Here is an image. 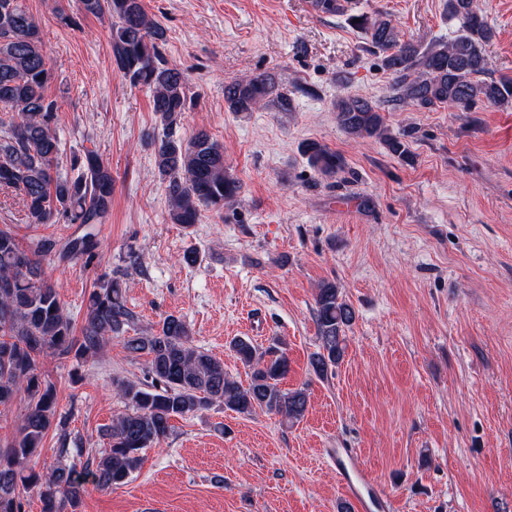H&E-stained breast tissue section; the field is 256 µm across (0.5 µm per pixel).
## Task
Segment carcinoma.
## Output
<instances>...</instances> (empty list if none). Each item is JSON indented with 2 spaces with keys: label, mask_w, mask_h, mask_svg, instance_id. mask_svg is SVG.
<instances>
[{
  "label": "carcinoma",
  "mask_w": 512,
  "mask_h": 512,
  "mask_svg": "<svg viewBox=\"0 0 512 512\" xmlns=\"http://www.w3.org/2000/svg\"><path fill=\"white\" fill-rule=\"evenodd\" d=\"M321 14L346 13L342 0H311ZM80 11L111 18L115 69L136 86L152 91V108L164 129L154 142L155 166L166 184L169 218L185 228L200 221L202 211L221 212L236 200L240 185L224 165V147L207 131L183 141L173 127L192 100L183 71L162 53L166 30L146 13L142 0H79ZM448 14L462 20V33L449 42L422 47L403 40L386 15H360L357 28L382 51L383 65L394 76L395 100L418 107L468 109L481 100L490 105L512 101V79H482L488 71L486 45L492 30L474 0H446ZM52 74L42 53L41 30L19 0H0V109L17 114L0 138V187L16 191L29 224H79L82 235L60 250L61 261H79L98 248L95 225L106 223L112 209V169L92 150L73 155V177L57 173L60 142L54 123L58 106L45 95ZM230 112H253L270 104L286 111L288 92L266 72L224 84ZM341 128L357 138H376L398 156L406 145L387 133L380 108L371 101L342 96L336 103ZM301 151L308 164L326 178L343 170V157L315 141ZM53 245L43 240L20 248L8 225L0 228V405L23 392L27 410L12 442L0 448V512H25L24 497L36 494L40 512H77L87 484L109 489L125 483L141 464V453L159 443L174 417L195 415L218 403L237 413L265 409L286 421L302 419L305 390L285 391L288 358L273 348L259 350L237 339L232 350L252 369L243 386L224 371V363L195 347L185 321L165 317L156 333L125 338V348L146 357L149 384L114 381L129 410L112 421L108 447L91 465L61 463L49 476L36 472L31 461L40 454L56 418V391L38 371L40 356L52 353L82 358L100 350L129 322L119 282L102 277L90 294L81 337L59 299L54 284L43 276L42 261ZM319 351L311 366L319 377L343 360L346 329L353 308L340 298L333 282H324L315 299Z\"/></svg>",
  "instance_id": "1"
}]
</instances>
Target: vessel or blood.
<instances>
[{"instance_id":"obj_1","label":"vessel or blood","mask_w":512,"mask_h":512,"mask_svg":"<svg viewBox=\"0 0 512 512\" xmlns=\"http://www.w3.org/2000/svg\"><path fill=\"white\" fill-rule=\"evenodd\" d=\"M326 454L336 471V481L354 512H396L394 500L367 471L355 464L351 448H330Z\"/></svg>"}]
</instances>
